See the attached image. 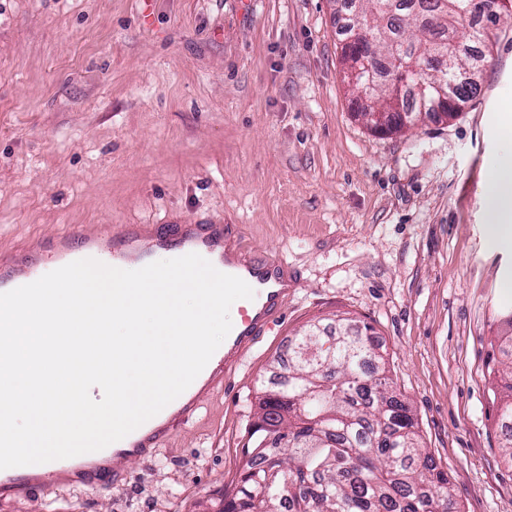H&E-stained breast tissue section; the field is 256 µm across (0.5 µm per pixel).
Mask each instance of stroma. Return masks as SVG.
I'll list each match as a JSON object with an SVG mask.
<instances>
[{"label":"stroma","instance_id":"35a3bbf8","mask_svg":"<svg viewBox=\"0 0 512 512\" xmlns=\"http://www.w3.org/2000/svg\"><path fill=\"white\" fill-rule=\"evenodd\" d=\"M342 0H0V253L71 225L220 224L287 261L284 315L124 485L0 512H222L257 386L314 319L375 328L396 393L462 512H512L490 342L512 247L482 182L512 158V25L489 27L480 94L377 131L342 79Z\"/></svg>","mask_w":512,"mask_h":512}]
</instances>
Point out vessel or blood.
<instances>
[{"label":"vessel or blood","instance_id":"vessel-or-blood-1","mask_svg":"<svg viewBox=\"0 0 512 512\" xmlns=\"http://www.w3.org/2000/svg\"><path fill=\"white\" fill-rule=\"evenodd\" d=\"M160 249L178 257L207 251L214 256L217 268L243 279L254 291L253 299L238 300L241 321L232 328L222 350L211 357L203 370L209 390L223 388L225 366L240 360L256 338L274 326L287 296L285 275L288 271L287 263L277 258L252 256L243 261L225 254L223 225L207 224L195 227L190 233L180 229L172 234L156 235H144L129 226L117 244H100L89 234L70 230L57 242L30 252L15 268L1 272L0 284L13 288L28 284L47 270L61 267L66 259L93 258L122 269L128 259L140 262ZM199 404L198 394L185 392L110 447L68 459L0 470V496L29 499L66 487L102 488L125 480L121 461L152 456L171 429L194 417Z\"/></svg>","mask_w":512,"mask_h":512}]
</instances>
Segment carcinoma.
<instances>
[{
  "mask_svg": "<svg viewBox=\"0 0 512 512\" xmlns=\"http://www.w3.org/2000/svg\"><path fill=\"white\" fill-rule=\"evenodd\" d=\"M362 15L345 25L344 58L363 56L360 29L374 47L376 103H391L396 83L405 91L448 78L430 66L451 55L471 66L460 33L476 14L489 23L512 11L500 0H360ZM491 346L504 357L501 428L512 456V313ZM372 337L352 336L337 324L328 335L308 324L290 344L288 376L261 385L260 415L249 457L224 512H461L448 472L421 444L410 405L391 389Z\"/></svg>",
  "mask_w": 512,
  "mask_h": 512,
  "instance_id": "carcinoma-1",
  "label": "carcinoma"
}]
</instances>
